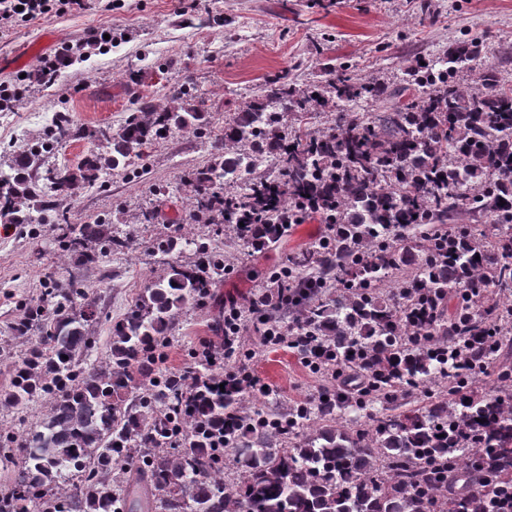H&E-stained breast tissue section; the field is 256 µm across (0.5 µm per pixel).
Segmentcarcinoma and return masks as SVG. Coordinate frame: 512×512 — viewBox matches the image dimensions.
Segmentation results:
<instances>
[{"label":"carcinoma","instance_id":"obj_1","mask_svg":"<svg viewBox=\"0 0 512 512\" xmlns=\"http://www.w3.org/2000/svg\"><path fill=\"white\" fill-rule=\"evenodd\" d=\"M473 72L471 83L461 74ZM375 101V112L353 106ZM334 112L323 131L288 130L285 114ZM205 123L183 84L161 105L145 98L117 132L92 131L58 114L41 149L21 151L0 172V223L30 224L60 202L141 157L149 142ZM87 137L96 150L76 167L44 166L42 156ZM224 152L184 179L194 218L225 224L255 247L275 226L310 211L336 231L296 262L291 277L326 281L296 311L304 340L336 367L360 376V390L264 412L246 391L220 384L186 389L180 374L157 372V348L181 310L205 298L224 256L170 267L112 326L111 354L87 361L95 300L71 280L47 288L15 328L37 336L15 364L0 405L47 400L45 418L20 440L0 432V512H512V371L492 394L475 398L473 366L497 356L466 342L486 330L485 297L448 295L489 280L512 291V232L477 233L461 220L512 226V87L497 66L466 43L435 58H412L404 85L365 79L346 66L324 85L269 76L263 94L224 123ZM278 157L275 178L256 174ZM505 204H500V201ZM455 224L445 236L441 225ZM431 226L410 270L404 230ZM76 268L94 262L91 244L121 251L109 225L63 228ZM398 275L397 291L383 288ZM336 282L340 292L327 288ZM437 312L431 333L407 320L413 308ZM431 382V402L407 408L414 388ZM384 412L373 415L378 405ZM486 422H481V419ZM319 428L310 435L305 428ZM224 434V455L212 436ZM22 452L17 460L16 452ZM449 463L467 486L448 495L427 462Z\"/></svg>","mask_w":512,"mask_h":512}]
</instances>
